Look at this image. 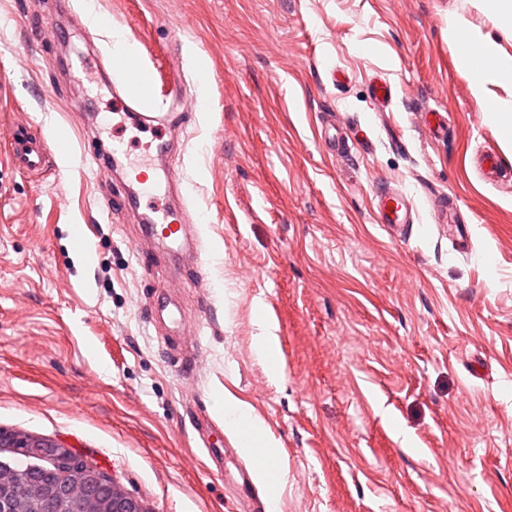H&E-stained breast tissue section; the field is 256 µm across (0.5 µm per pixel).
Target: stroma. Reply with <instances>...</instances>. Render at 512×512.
<instances>
[{"label": "stroma", "mask_w": 512, "mask_h": 512, "mask_svg": "<svg viewBox=\"0 0 512 512\" xmlns=\"http://www.w3.org/2000/svg\"><path fill=\"white\" fill-rule=\"evenodd\" d=\"M39 12L59 38L36 34ZM454 16L512 58L482 0H0V143L28 120L58 165L35 177L0 154V428L63 442L148 512H242L249 453L219 470L204 447L208 420L238 407L278 461L277 512H512V152L458 62ZM116 30L158 97L181 58L184 94L204 100L173 158L201 260L137 218L168 211L163 172L136 203L98 156L113 141L132 165L164 161L87 77ZM331 123L348 150L327 151ZM486 149L504 181L480 174ZM380 184L416 206L410 235L377 223ZM161 297L184 323L157 319ZM259 312L274 370L253 353Z\"/></svg>", "instance_id": "1"}]
</instances>
